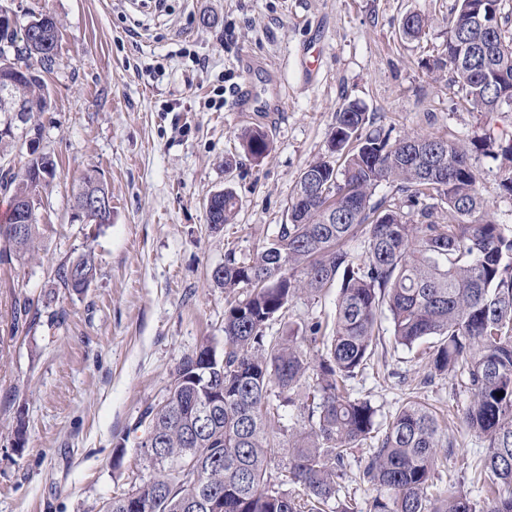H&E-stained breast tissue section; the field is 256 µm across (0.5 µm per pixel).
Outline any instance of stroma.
Returning <instances> with one entry per match:
<instances>
[{
  "instance_id": "obj_1",
  "label": "stroma",
  "mask_w": 512,
  "mask_h": 512,
  "mask_svg": "<svg viewBox=\"0 0 512 512\" xmlns=\"http://www.w3.org/2000/svg\"><path fill=\"white\" fill-rule=\"evenodd\" d=\"M13 0L18 15L53 14L60 63L45 82L41 148L57 163L36 209L41 250L0 264V512H103L154 472L141 448L143 411L167 394L180 358L224 343L223 289L211 271L227 252L252 260L278 225L304 168L325 154L335 114L358 101L391 141L452 136L470 162L492 220L512 227L500 160L475 143L512 138V108L475 112L449 69L431 71L458 0ZM429 16L417 38L403 18ZM205 67H198V60ZM250 85L261 100L285 94L281 112H240L221 84ZM271 141L257 160L243 130ZM112 194V221L81 224L73 202L86 172ZM231 189L233 223L212 231L204 204ZM93 249L98 274L82 293L59 288L56 269ZM29 300L33 319L15 322ZM336 292L296 295L272 336H304L332 321ZM428 345L396 346L383 322L374 364L350 383L379 427L412 397L438 407L455 448H439L435 491L459 485L486 505L474 466L485 453L458 417L466 393L454 374L425 381ZM26 421L14 443L16 415Z\"/></svg>"
}]
</instances>
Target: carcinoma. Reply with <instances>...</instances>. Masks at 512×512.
Listing matches in <instances>:
<instances>
[{"instance_id":"cac0c4a2","label":"carcinoma","mask_w":512,"mask_h":512,"mask_svg":"<svg viewBox=\"0 0 512 512\" xmlns=\"http://www.w3.org/2000/svg\"><path fill=\"white\" fill-rule=\"evenodd\" d=\"M500 0H483L490 27L471 31L479 55L454 68V82L475 112H490L498 87L485 81L494 65L512 75V34L502 27ZM405 34L418 37L428 19L413 15ZM29 66L40 70L38 48L24 31L14 33ZM13 93L25 99L28 113L48 107L42 76L0 72ZM356 102L336 112L331 158L306 170L325 172L326 194L308 202L290 196L288 223L245 263L227 256L213 284L231 294L247 289L224 311V351L206 341L184 355L172 373L167 395L141 415L149 421L144 448L166 455L157 474L132 493L140 512H325L339 498L347 461L369 444L359 470L375 496L370 512H477L468 492L431 493L440 443L436 412L408 400L384 433L376 435V409L350 395L347 383L375 354L382 319L390 321L396 344L413 349L428 337L438 341L427 358V380L448 371L459 374L468 404L461 417L481 437L486 451L482 469L494 482L485 512H512V229L486 218L488 203L478 188L469 146L437 136H411L394 144ZM249 156L270 151L260 127L244 131ZM479 149L501 156L508 167L502 181L512 193V146L496 153L487 139ZM39 164L33 156L24 169L0 176L9 193L5 225L23 224L25 232L4 240L14 259L38 254V225L28 223L27 198L47 185L33 183ZM383 182L396 184L410 211L395 197L373 200ZM221 224L231 223L238 201L231 190L216 201ZM427 223L418 224L414 216ZM361 240L363 253L348 243ZM97 266L85 261L56 270L59 284L81 293L94 281ZM338 286L332 327L316 322L306 340L309 352L292 336H269L270 323L284 317L299 293L318 295ZM315 375L318 402L308 427L276 436L274 408L295 403L298 391ZM502 396H497V393ZM275 396L278 404L271 403ZM288 446L285 477L303 488L293 496L273 478L271 464ZM197 458L198 475L178 478L170 467L178 456Z\"/></svg>"}]
</instances>
